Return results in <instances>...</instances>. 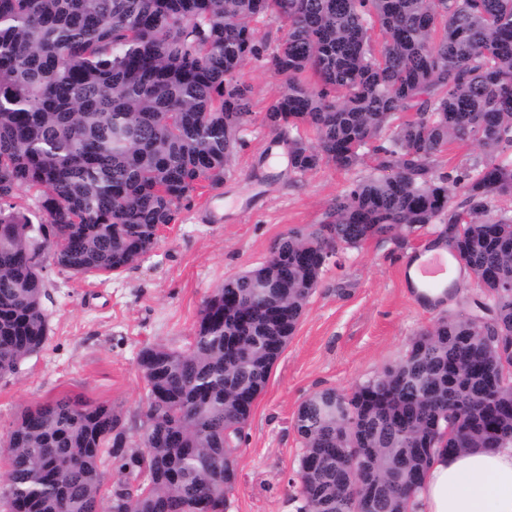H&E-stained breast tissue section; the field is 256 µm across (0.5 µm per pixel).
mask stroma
<instances>
[{"mask_svg":"<svg viewBox=\"0 0 512 512\" xmlns=\"http://www.w3.org/2000/svg\"><path fill=\"white\" fill-rule=\"evenodd\" d=\"M242 77L252 89L245 146L223 188L181 208L155 249L109 279L47 267L49 337L17 374L0 379V439L27 407L65 395L112 406L138 437L146 412L138 352L154 344L185 348L213 289L263 263L289 229L320 223L336 197L368 173L365 164L349 171L325 164L304 174L270 168L278 138L265 112L285 82L261 59L248 61ZM433 237L429 227L373 239L326 268L254 404L225 512H297L302 444L293 421L301 402L325 389L351 391L400 360L440 315L468 308L472 274L435 307L416 303L402 284L408 257Z\"/></svg>","mask_w":512,"mask_h":512,"instance_id":"stroma-1","label":"stroma"}]
</instances>
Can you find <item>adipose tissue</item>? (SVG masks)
Returning <instances> with one entry per match:
<instances>
[{
	"mask_svg": "<svg viewBox=\"0 0 512 512\" xmlns=\"http://www.w3.org/2000/svg\"><path fill=\"white\" fill-rule=\"evenodd\" d=\"M407 512H512V446L435 453Z\"/></svg>",
	"mask_w": 512,
	"mask_h": 512,
	"instance_id": "obj_1",
	"label": "adipose tissue"
}]
</instances>
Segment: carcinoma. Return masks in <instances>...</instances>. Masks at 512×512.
I'll return each instance as SVG.
<instances>
[{"mask_svg": "<svg viewBox=\"0 0 512 512\" xmlns=\"http://www.w3.org/2000/svg\"><path fill=\"white\" fill-rule=\"evenodd\" d=\"M286 31L268 67L288 80L265 120L289 166L372 160L321 223L291 228L260 266L206 298L185 350L136 359L147 384L140 442L112 407L62 397L25 409L0 443L9 512H201L272 366L327 266L371 239L437 227L478 294L349 393L304 400L298 512H406L433 452L512 444V0H0V377L49 336L44 271L112 276L157 226L224 186L250 110L255 22ZM384 39L375 46L374 29ZM310 72L312 84L304 79ZM484 159L441 170L454 142ZM33 193L46 221L17 202ZM121 477L104 504L103 458Z\"/></svg>", "mask_w": 512, "mask_h": 512, "instance_id": "cac0c4a2", "label": "carcinoma"}]
</instances>
